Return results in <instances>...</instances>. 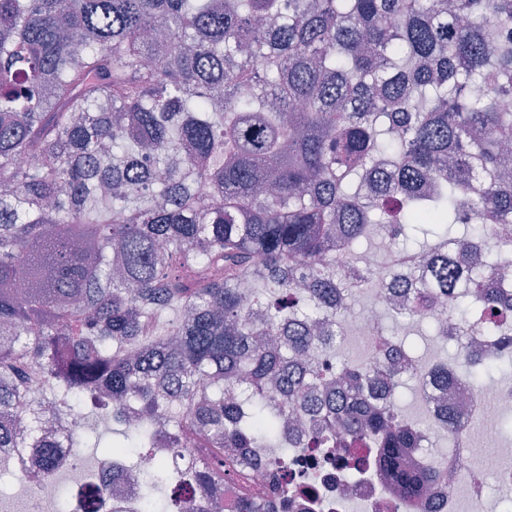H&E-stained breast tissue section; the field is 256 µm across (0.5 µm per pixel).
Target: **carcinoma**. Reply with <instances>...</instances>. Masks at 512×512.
<instances>
[{"instance_id":"cac0c4a2","label":"carcinoma","mask_w":512,"mask_h":512,"mask_svg":"<svg viewBox=\"0 0 512 512\" xmlns=\"http://www.w3.org/2000/svg\"><path fill=\"white\" fill-rule=\"evenodd\" d=\"M512 0H0V448L61 459L46 414L91 402L117 425L112 471L159 448L149 510L224 512L254 448L375 449L419 499L428 427L402 376L446 363H329L358 293H400L397 318L456 342L467 377L512 371L465 337L512 336ZM387 250L382 278L355 244ZM464 288L449 323L439 297ZM173 318L166 319V314ZM194 446H182V436ZM238 449L224 465V449ZM288 485L237 494L275 512ZM400 408L403 413L413 419H423V401L418 395L417 386L409 382L406 388L402 389Z\"/></svg>"}]
</instances>
